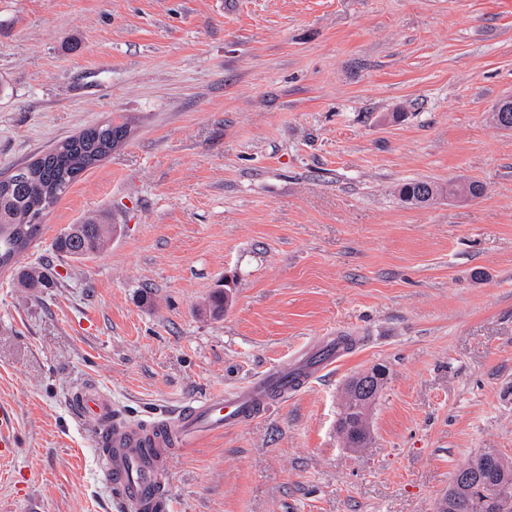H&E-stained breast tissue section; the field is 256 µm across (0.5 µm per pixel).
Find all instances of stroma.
Returning a JSON list of instances; mask_svg holds the SVG:
<instances>
[{
	"mask_svg": "<svg viewBox=\"0 0 512 512\" xmlns=\"http://www.w3.org/2000/svg\"><path fill=\"white\" fill-rule=\"evenodd\" d=\"M509 96L512 0H0V177L128 130L24 253L48 288L0 276V512H125L81 386L150 421L330 334L333 370L177 449L170 512H436L481 449L512 460ZM411 179L483 192L408 206ZM91 219L103 252H53ZM376 365L351 450L343 388ZM354 377L349 379L345 387L346 399L339 415L337 432L340 438L343 437L345 426L349 425L355 417V412L353 411L355 396L352 388L354 379V384L360 386L362 391V397L356 400L358 404L356 411L360 414L355 422V431L351 438L347 437L346 443L348 448H364L369 439L367 412L385 384L386 371L382 367H374ZM14 411L10 404L0 403V460L10 457L13 454L16 441L10 432L13 424Z\"/></svg>",
	"mask_w": 512,
	"mask_h": 512,
	"instance_id": "1",
	"label": "stroma"
}]
</instances>
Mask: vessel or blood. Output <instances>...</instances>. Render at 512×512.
I'll use <instances>...</instances> for the list:
<instances>
[{"instance_id": "vessel-or-blood-1", "label": "vessel or blood", "mask_w": 512, "mask_h": 512, "mask_svg": "<svg viewBox=\"0 0 512 512\" xmlns=\"http://www.w3.org/2000/svg\"><path fill=\"white\" fill-rule=\"evenodd\" d=\"M345 353L341 342H323L293 367H277L241 387L188 402L149 424L127 420L111 396L93 384L77 390L71 401L81 417L97 425L99 463L128 512H167L165 474L176 448L197 433L221 431L258 418L300 392ZM13 420L12 406L1 402L0 460L10 457L16 445L10 431Z\"/></svg>"}]
</instances>
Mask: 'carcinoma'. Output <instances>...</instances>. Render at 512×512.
<instances>
[{
  "instance_id": "carcinoma-1",
  "label": "carcinoma",
  "mask_w": 512,
  "mask_h": 512,
  "mask_svg": "<svg viewBox=\"0 0 512 512\" xmlns=\"http://www.w3.org/2000/svg\"><path fill=\"white\" fill-rule=\"evenodd\" d=\"M125 124L89 127L77 138L63 142L44 158L14 168L7 180L11 189L0 194V259L23 248L38 234L41 222L37 216H46L69 188L92 164L90 151L95 143L110 147L124 139ZM116 226L112 224H77L61 232L54 240L55 251L67 258L85 259L101 252ZM19 282L37 291L46 287L45 276L24 267L16 269ZM346 399L340 412L337 432L344 436L345 426L355 417L352 382L345 387ZM458 471L474 475V481L457 491L452 499L440 501L438 512H501V504L492 496V489L502 480L512 481V463L502 458L496 464L477 454Z\"/></svg>"
}]
</instances>
